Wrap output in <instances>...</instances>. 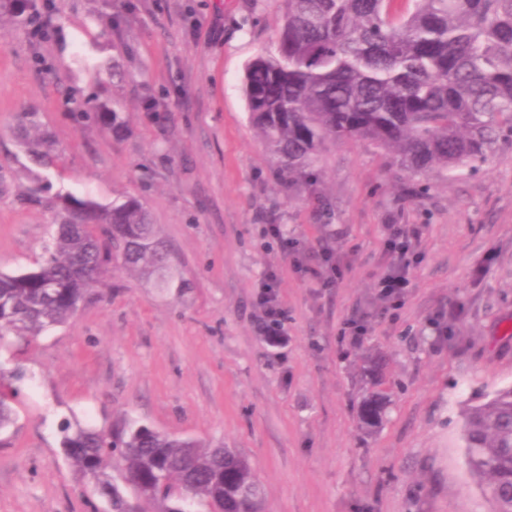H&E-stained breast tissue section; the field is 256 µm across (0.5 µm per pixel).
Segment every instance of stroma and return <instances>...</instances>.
I'll return each mask as SVG.
<instances>
[{
  "label": "stroma",
  "mask_w": 512,
  "mask_h": 512,
  "mask_svg": "<svg viewBox=\"0 0 512 512\" xmlns=\"http://www.w3.org/2000/svg\"><path fill=\"white\" fill-rule=\"evenodd\" d=\"M42 5L19 0L17 24L0 14V272L35 267L65 192L138 199L169 263L162 279L108 268L73 318L12 347L23 378L0 434V512H101L59 444L70 416L233 449L269 512H490L466 470L462 410L512 385V137L476 171L422 174L418 194L375 145L330 140L317 188L288 190L243 92L247 64L276 51L284 0H56L44 39L26 21ZM31 117L41 164L21 136ZM267 224L287 225L299 251ZM390 224L422 261L387 313L376 283ZM328 249L344 277L324 287L300 265ZM271 265L282 347L256 330ZM355 313L371 324L357 347L341 337ZM371 357L391 401L368 432Z\"/></svg>",
  "instance_id": "35a3bbf8"
}]
</instances>
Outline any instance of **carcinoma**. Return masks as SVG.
I'll use <instances>...</instances> for the list:
<instances>
[{"instance_id":"obj_1","label":"carcinoma","mask_w":512,"mask_h":512,"mask_svg":"<svg viewBox=\"0 0 512 512\" xmlns=\"http://www.w3.org/2000/svg\"><path fill=\"white\" fill-rule=\"evenodd\" d=\"M277 52L246 67L249 120L293 188L318 180L329 139L368 140L413 178L450 175L485 162L512 133V0H285ZM119 255L147 274L167 253L143 204L110 206L69 195L38 271L0 273V350L72 317ZM58 288L48 292L44 278ZM18 369L0 362V432L15 423ZM387 395L361 401L362 428H375ZM60 444L75 472L107 497L112 512H267L257 471L245 457L199 440L124 422L83 426L65 418ZM471 478L494 512H512V387L464 411ZM117 475H112V469Z\"/></svg>"}]
</instances>
